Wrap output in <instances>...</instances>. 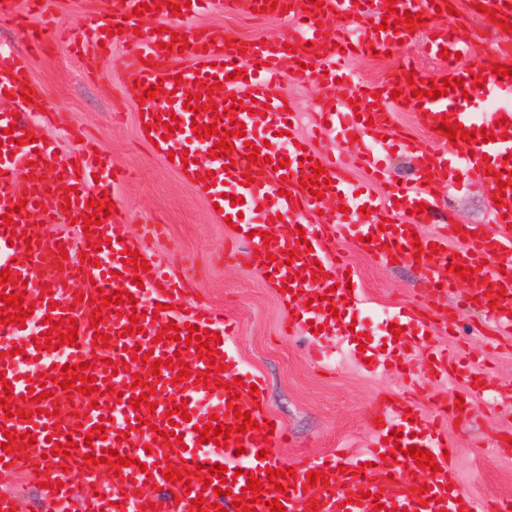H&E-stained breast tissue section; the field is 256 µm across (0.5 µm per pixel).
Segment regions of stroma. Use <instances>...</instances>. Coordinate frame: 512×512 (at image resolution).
I'll return each mask as SVG.
<instances>
[{"label":"stroma","mask_w":512,"mask_h":512,"mask_svg":"<svg viewBox=\"0 0 512 512\" xmlns=\"http://www.w3.org/2000/svg\"><path fill=\"white\" fill-rule=\"evenodd\" d=\"M457 10L459 36L468 44L470 59L493 65L494 34L480 11L472 0H457ZM194 23L221 29L229 41L276 40L287 33L283 20L276 17L257 21L206 14ZM41 25L40 17L28 14L23 6L17 17H0V47L25 56L32 81L44 91L45 112L70 113L116 164L133 172V179L120 188L121 219L131 233L162 219L165 237L156 248L159 260L175 274L191 277L201 304L223 309L236 320L238 333L232 345L240 364L264 378V408L288 430V443L277 448V458L309 461L339 449L354 454L367 447L373 439L371 405L402 394L397 376L384 368L382 313L428 300L435 307L432 340L465 348L474 370L493 367L498 387L493 394L477 395L465 382L427 381L426 357L422 350H414L408 363L426 379L416 402L420 417L430 419L435 400L469 398L463 417L444 421L457 449L461 486L478 506L494 498H512V338L501 337L497 348H488L489 314L468 299L467 282H453L430 298L416 265L405 259L383 265L354 242L338 240L358 272L363 297L360 305L345 311L355 320L354 334L331 336L334 352L329 367H322L309 356L317 339L307 326L284 332L287 302L263 270L220 263L232 227L216 219L204 193L171 168L144 137L139 125L142 99L113 58L93 61L75 55L64 41L35 44ZM443 198L454 223H487L490 198L483 187L452 190ZM448 317L458 323L456 335H449L445 327Z\"/></svg>","instance_id":"obj_1"}]
</instances>
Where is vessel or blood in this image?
<instances>
[{"label": "vessel or blood", "instance_id": "obj_1", "mask_svg": "<svg viewBox=\"0 0 512 512\" xmlns=\"http://www.w3.org/2000/svg\"><path fill=\"white\" fill-rule=\"evenodd\" d=\"M144 0H112L109 13L85 14L77 33V51L106 56L117 46H125L127 54L120 68L130 80L136 81L138 91L162 85L164 94L153 112L151 137L162 154H182L195 150L199 141L194 124H217L227 129L231 121L244 125V136L233 137L232 156H200L196 168L204 176L205 195L209 203L218 204L222 216L230 218L239 230L236 240L225 242V263L240 267L257 266L271 274L279 288L285 289L292 301V317L288 326L314 323L324 329H335L332 308L357 305L359 289L347 288L346 283L357 280L347 259L342 258L330 244L328 228L337 235L357 240L366 254L389 263L397 258L417 259L430 287L446 281L451 263L446 249L448 241H459V261L466 267L487 264L484 275L473 278L469 297L479 298L487 306L493 333L512 335V124L504 127L500 118L512 121V80L500 78L490 67L480 63L464 64L456 53L467 52L468 46L458 39L452 24L441 21L437 10L446 7L448 0H278L288 23V38L283 42H260L249 39L243 43H226L224 34L209 28L194 31L185 28V19L204 13L252 16L262 9L264 0H177L183 7L175 14L168 5L152 11L150 23H141L134 10ZM506 0H489L502 22L495 37V60L512 68V8ZM398 11L421 14L422 32L429 34L431 55H443L440 77L461 78L468 92L451 91L431 99L413 97L421 82L407 83L406 73L415 71L411 60L400 57L402 42L412 40V31L381 29L388 6ZM167 22V32L155 33L153 19ZM123 33H116V26ZM187 38L186 53L193 64L176 66L178 50L172 49L173 36ZM397 56L398 64L386 83L378 88L351 84L347 72L349 60L355 56L373 54ZM246 71V78H234V70ZM291 71L300 82H314L326 88L327 94L315 108L311 137L299 136L297 113L285 112L284 97L275 95L273 88L283 71ZM483 76L485 86L474 87V76ZM221 79L213 97L221 111L217 115L187 109L189 96L202 92L204 84ZM401 90L400 98H392L393 90ZM41 91L31 84L25 59L0 49V100L14 102V112L0 113V269H10L22 283L16 293L25 302L33 303L34 313L24 326L0 323V371L4 372L12 389L13 401L19 402L21 416L7 417L0 407V444L7 434L30 433L33 445L0 455V482L14 481L21 469L37 472L45 484L40 494L48 512H190L192 500L204 498L206 505H223L226 496L217 494L220 479H213L211 488H204L202 478L193 476L195 465L227 466L236 478L230 490L240 497L249 477L265 478L268 469H281L280 461L270 457V449L283 441L286 432L282 424L268 425L260 404L264 392H251L260 377L240 370L230 344L235 324L217 309L192 305L189 311H173L172 305L183 298L186 284L177 275L166 274L157 259L150 234L133 238L126 224L117 217L103 219L101 229L106 238L100 250H92L95 235H70L67 232L48 234L42 223L51 221L63 211L72 218L88 215L87 201L102 198L116 200L117 190L126 178L117 171L107 154L91 143H81L72 149L70 140L81 136L79 127L69 129V141H28L30 99ZM242 99V110H235V99ZM266 105L265 113L253 112V104ZM413 107L426 126L431 139L420 142L399 136L395 116L404 107ZM452 115L464 130H486L485 142L452 143L439 125L445 115ZM177 117V130L165 131L163 124ZM329 134L348 139H360L358 162L367 172L370 190L360 191L358 184L345 177L335 162L324 163L327 185L319 195H311L304 185L313 178L312 165L319 159L313 142ZM398 147L415 155L418 174L408 183H395L385 162L381 143ZM259 150L260 160L248 162L252 150ZM285 156L288 167L275 170L271 157ZM32 166L39 178L20 182L19 169ZM251 175L250 186L241 183L243 175ZM479 185L493 192L503 190L502 206L491 208L490 221L476 227L473 236H465L460 225L452 223L442 213L438 197L440 182ZM390 185L388 195L373 194V186ZM73 195H66V188ZM343 195L356 199L362 212L346 218L327 208L326 198ZM241 197V204H232V197ZM425 212H416L418 204ZM9 222H2V215ZM289 223L288 234L263 241V233L272 231L274 215ZM389 230H382V223ZM435 225L436 231L413 239L421 225ZM306 238L310 252L288 257V250L297 246L298 238ZM438 245L439 254L432 258H416L417 247ZM139 250L149 262V271L135 273L132 263L126 262L127 250ZM273 260H266V253ZM322 266L317 278L297 279L301 268ZM102 288L105 295H133V302L108 306L99 324H92V307L77 302L78 289L89 285ZM52 290V300H45V290ZM331 300H324V293ZM432 308L418 304L416 309L396 312L394 319L402 329L393 342L388 357L394 372L402 374L408 383L416 378L406 367L410 349L423 347L431 357L432 372L445 381L457 380L470 368L469 357L461 349L451 350L437 344H425L429 333ZM139 314L142 330L129 334L132 314ZM76 322L75 344L66 345L64 353L55 348L37 349L36 341L47 332L45 318ZM176 323L177 339L161 337L163 325ZM219 334L213 342L215 350L225 354L226 370L216 375L215 383H193L192 379H177L175 370L161 369L152 374L150 365L133 358L134 353H151L153 358L171 359L181 355L193 371H207L205 360L199 359L195 346L186 344L189 327ZM108 335V345L95 343L94 333ZM84 363L95 378L98 388L92 396L81 395L78 417L54 416L53 393L64 365ZM142 374L141 384H134V374ZM240 378L243 385L240 399H232L226 383ZM42 386L50 396L41 402L28 401L30 389ZM155 387L152 396L156 409H133L132 400ZM189 412L190 421L175 414V406ZM415 401L404 398L394 402L379 401L373 410L381 425L368 448L353 458L340 454L322 457L314 462L295 464L292 485L286 492L264 494L257 512H271L268 503L280 502L286 512H308L317 506L318 512H381L382 508H397L398 512H512V502L492 499L483 509H476L470 497L457 484L452 460L446 452L453 446L438 420L422 422L412 418ZM250 413L255 426L242 435L241 444L227 446L201 443L196 431L208 425L211 415L220 423L234 425L235 410ZM144 418L140 429H133L131 420ZM104 425L106 436L91 438L94 426ZM175 429L172 437L156 438V431ZM401 436L391 443V433ZM76 443L71 457L55 454L56 444ZM428 450L438 462L439 472L418 467L412 457L404 456L409 447ZM113 450L122 457H133V465L115 469L107 465L112 475L109 487L96 483L97 472L84 468V454H101ZM185 468L191 472L189 487L166 480L167 468ZM81 471L84 484L80 496H73L65 485L67 472ZM324 473L327 481L307 485L310 471ZM156 483L165 492L157 503L148 499H131L127 491L133 484ZM428 494H420V487Z\"/></svg>", "mask_w": 512, "mask_h": 512}]
</instances>
